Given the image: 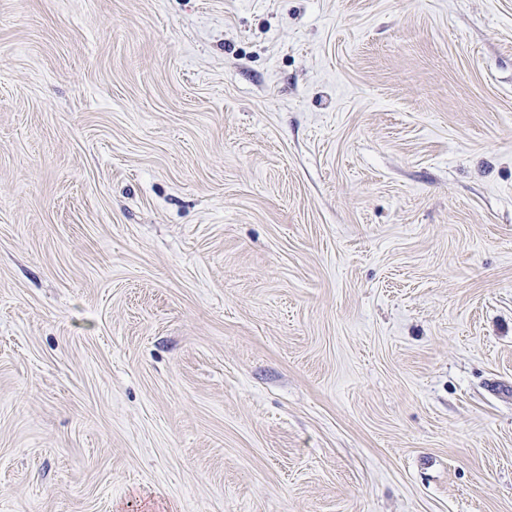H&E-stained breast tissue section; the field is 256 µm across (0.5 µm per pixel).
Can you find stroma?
<instances>
[{
    "label": "stroma",
    "mask_w": 512,
    "mask_h": 512,
    "mask_svg": "<svg viewBox=\"0 0 512 512\" xmlns=\"http://www.w3.org/2000/svg\"><path fill=\"white\" fill-rule=\"evenodd\" d=\"M0 512H512V0H0Z\"/></svg>",
    "instance_id": "35a3bbf8"
}]
</instances>
